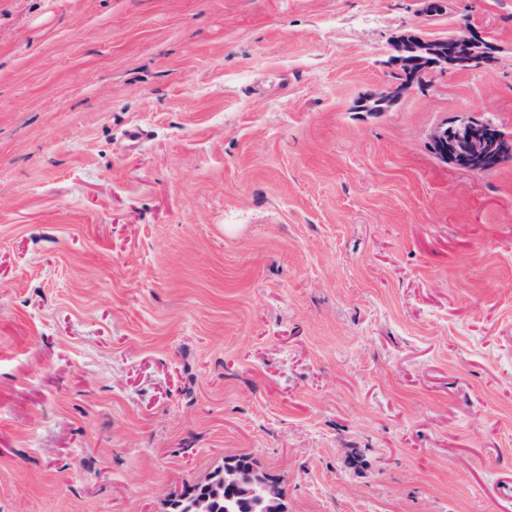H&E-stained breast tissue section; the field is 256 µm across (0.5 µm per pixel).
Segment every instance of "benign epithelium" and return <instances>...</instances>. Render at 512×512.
Here are the masks:
<instances>
[{
	"mask_svg": "<svg viewBox=\"0 0 512 512\" xmlns=\"http://www.w3.org/2000/svg\"><path fill=\"white\" fill-rule=\"evenodd\" d=\"M390 47L388 58L382 65L394 75L395 81L388 90L368 94L359 100L356 108L364 112L387 111L403 95L424 87L428 76L438 70L479 71L494 52V46L482 33L467 26L451 36L436 39L412 31L403 32L391 40ZM461 125L481 132L487 130L489 134L470 139L464 152L450 156L448 137L456 126H440L432 141L442 159L454 164L460 160L465 165L471 161L476 164L475 171L482 172L494 168L503 154L512 148V140L490 119L469 117ZM237 460L236 456L228 458L223 467L212 472L214 494L193 497L189 512H212L214 495L222 490L256 496L262 512H287L281 484L255 467L242 471Z\"/></svg>",
	"mask_w": 512,
	"mask_h": 512,
	"instance_id": "obj_1",
	"label": "benign epithelium"
}]
</instances>
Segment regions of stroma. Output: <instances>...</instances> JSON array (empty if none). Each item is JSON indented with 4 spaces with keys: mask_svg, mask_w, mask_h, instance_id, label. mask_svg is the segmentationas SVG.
Listing matches in <instances>:
<instances>
[{
    "mask_svg": "<svg viewBox=\"0 0 512 512\" xmlns=\"http://www.w3.org/2000/svg\"><path fill=\"white\" fill-rule=\"evenodd\" d=\"M497 48L385 112L392 35ZM512 0H0V512H512ZM455 125V126H454ZM459 126H469L479 129L477 138H470L469 144L464 152L460 153V160L464 165L468 164V157L476 164L477 168L471 171L482 172L494 168L507 150H511V139H509L495 123L487 118L469 117L459 124H444L434 133L432 141L439 156L456 164L457 155L448 156V137ZM486 129L489 134L481 136ZM238 456L224 460V467L212 472L214 494L226 490L231 494L245 492L257 498L262 512H288L281 484L269 474L251 467L244 473L236 464ZM208 481L204 483L195 484L183 493L181 496H186L185 500H177L173 505L181 504L178 508H173L172 512H259V508L255 507L250 501H255L253 497H239L235 498L229 507V503L220 496L219 499L213 501L214 496L210 494H201L207 491ZM195 496V497H194ZM192 498V499H191ZM191 499V500H190ZM190 501V504H189ZM238 503V505H237ZM189 505V507H188ZM214 507V508H213ZM229 507V511L226 508Z\"/></svg>",
    "mask_w": 512,
    "mask_h": 512,
    "instance_id": "stroma-1",
    "label": "stroma"
}]
</instances>
